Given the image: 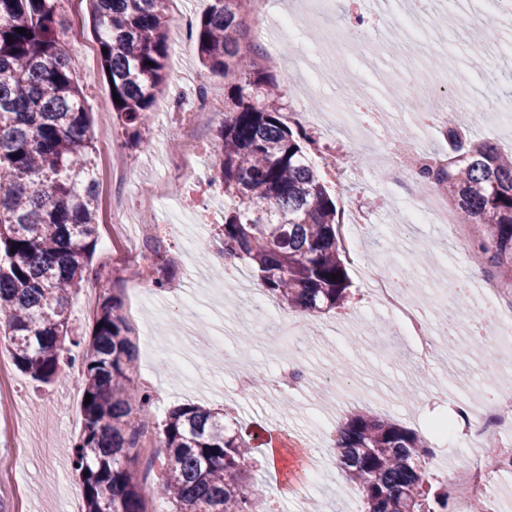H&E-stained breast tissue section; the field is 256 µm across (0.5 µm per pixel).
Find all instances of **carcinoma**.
Instances as JSON below:
<instances>
[{
	"label": "carcinoma",
	"mask_w": 512,
	"mask_h": 512,
	"mask_svg": "<svg viewBox=\"0 0 512 512\" xmlns=\"http://www.w3.org/2000/svg\"><path fill=\"white\" fill-rule=\"evenodd\" d=\"M71 0H0V344L16 368L41 383L63 366L84 373L83 426L72 452L83 488V512H146L132 470L141 427L132 410L153 404L150 391L130 386L136 348L121 298L103 297L88 350L72 353L68 307L97 247L98 184L91 120L64 48ZM101 66L119 101L130 146L150 118L167 80L169 0H88ZM244 0H213L188 25L201 65L229 73V109L211 149L219 159L211 179L224 188V255L246 262L279 304L313 320L344 305L350 279L337 241L338 214L302 142L275 108L279 79L248 60ZM23 28L25 32L17 33ZM458 154L437 178L469 224L483 226L471 255L512 278V153L473 145L455 126L442 132ZM154 286L168 288L170 262L157 256ZM261 434L244 437L222 410L186 404L172 409L159 433L162 490L172 512H265L253 481ZM345 482L362 494L365 512H448V492L434 490L425 439L401 424L358 407L334 439Z\"/></svg>",
	"instance_id": "obj_1"
}]
</instances>
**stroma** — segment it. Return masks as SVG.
<instances>
[{
  "instance_id": "35a3bbf8",
  "label": "stroma",
  "mask_w": 512,
  "mask_h": 512,
  "mask_svg": "<svg viewBox=\"0 0 512 512\" xmlns=\"http://www.w3.org/2000/svg\"><path fill=\"white\" fill-rule=\"evenodd\" d=\"M412 0H335L333 8L315 21L299 20L289 31H277L266 41L267 49L282 57L275 76H289L292 93L280 97V114L295 111L300 99L327 105L342 93H350L368 112L362 120L372 126L386 123L387 133L351 140L341 134L316 140L315 150L336 152L346 174L343 182L329 185L338 210L353 212L358 224L359 259L350 263V296L344 306L314 321H301L303 340L295 344L287 363L302 365L301 384L279 393L273 383L282 363L274 355V339L282 330L281 317L287 309L272 304L261 334L250 331L254 319L251 292L256 281L251 271L227 270L216 275L209 260L214 249L213 232L205 227V208L223 209L221 185L204 188L187 182L182 202L164 204L154 211L138 207L142 194L176 172L179 117L182 108L196 103L199 86L222 83L223 78L201 68L180 26L170 33V77L161 97L155 100L141 141L125 148L126 128L112 110L109 86L101 69L93 21L85 0H77L68 11L69 36L66 50L72 58L83 89L85 108L97 132L95 167L99 175L98 238L110 241L109 254L95 252L92 266L99 277L86 281L70 304V328L74 339L88 341L94 319L85 314L86 293L103 296L105 288L117 285L120 298H127L128 267L135 244V225H178L168 237L164 251L175 262L171 285L152 291L143 300L146 321L132 327L130 338L137 359L130 372L133 386L154 392L149 414L153 431L173 407L194 403L224 409L243 434L278 429L283 459L276 467L258 462L254 475L268 495L272 512H294L292 489L305 487L309 502L318 512H362L361 495L349 494L348 484L338 469L332 433L343 423L345 413L357 404L398 421L423 436L434 453L429 462L433 488L449 487L454 473L479 456L493 466L492 449L512 448V436L488 433L477 449L466 445V430L458 428L451 437L430 432L428 425L439 416L453 417L455 405L443 396L449 382L460 393H489L484 354L492 333L482 323L487 309L485 282L504 283V273L492 265L473 266L469 251L447 250L442 258L432 257L427 244L444 236L437 224L407 221L412 199L406 191V174H393L385 166L388 158L401 156L400 144L409 141L424 152L446 150L440 127L415 128L407 113L396 106L407 100L413 80L421 76L426 56L441 59L437 92L451 94L464 87L467 107L476 116L464 133L467 139L489 142L500 151L512 150V126L497 116L487 115L488 105L512 101V13L486 16L482 0H433L422 19L424 40H416L399 27L400 15L412 9ZM378 28L386 41L375 51L354 49L352 59H343L326 44L329 35L348 30L355 17ZM312 61L321 81L306 86L303 63ZM127 173L123 183L110 181L114 166ZM121 201L131 215L128 224L112 221V203ZM405 261L415 272L412 291L434 319L448 314L449 300L463 306L457 315L455 342L439 338V354L428 376L410 367L409 344L393 335L391 312L370 296L366 273L383 265ZM196 294L215 301L217 309L199 325L185 322L181 304L185 295ZM250 346V362L264 376L268 387L244 396L237 392L235 358L242 344ZM14 397L0 402V410L21 407L30 417L18 432H0V468L8 467L24 491L27 512H69L81 500L82 486L71 468L69 448L83 424L84 376L80 367L65 369L60 382L41 384L19 370H12ZM293 409L283 412L281 400ZM301 432L298 446H288V435ZM324 457L318 479H309L306 458L310 452Z\"/></svg>"
}]
</instances>
